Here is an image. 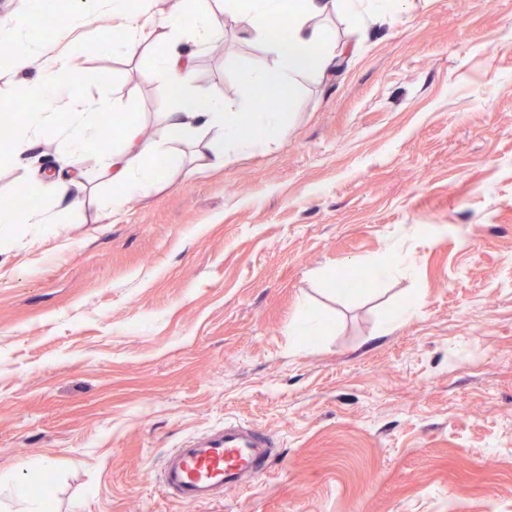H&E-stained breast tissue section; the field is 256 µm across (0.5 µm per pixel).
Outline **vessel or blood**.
Wrapping results in <instances>:
<instances>
[{"instance_id": "vessel-or-blood-1", "label": "vessel or blood", "mask_w": 512, "mask_h": 512, "mask_svg": "<svg viewBox=\"0 0 512 512\" xmlns=\"http://www.w3.org/2000/svg\"><path fill=\"white\" fill-rule=\"evenodd\" d=\"M272 457L269 439L258 427L228 421L168 451L160 480L178 502L199 506L219 501L225 491L258 480L265 475Z\"/></svg>"}]
</instances>
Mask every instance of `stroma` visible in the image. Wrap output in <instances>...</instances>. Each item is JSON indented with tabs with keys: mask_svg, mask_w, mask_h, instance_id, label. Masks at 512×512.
Listing matches in <instances>:
<instances>
[{
	"mask_svg": "<svg viewBox=\"0 0 512 512\" xmlns=\"http://www.w3.org/2000/svg\"><path fill=\"white\" fill-rule=\"evenodd\" d=\"M61 2L96 76L84 105L152 135L162 36L112 50L109 12ZM317 24L344 55L301 80L264 153L201 168L178 145L116 218L89 163L64 223L0 240V474L51 458L52 512H512V0ZM224 27L194 88L236 104L271 54ZM344 268L364 285L337 291ZM307 306L326 324L311 347L288 333ZM228 419L272 436L268 472L210 505L170 498L165 453Z\"/></svg>",
	"mask_w": 512,
	"mask_h": 512,
	"instance_id": "1",
	"label": "stroma"
}]
</instances>
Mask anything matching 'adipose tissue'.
<instances>
[{
    "label": "adipose tissue",
    "mask_w": 512,
    "mask_h": 512,
    "mask_svg": "<svg viewBox=\"0 0 512 512\" xmlns=\"http://www.w3.org/2000/svg\"><path fill=\"white\" fill-rule=\"evenodd\" d=\"M154 0H139L130 9L127 0H111L112 14L120 20L123 39L113 41L118 50L134 51L151 37L156 28H164L169 42L160 55L153 74L169 90L174 110L153 136L143 137L137 129H128L120 150L103 153L97 147L100 121L97 113L86 111L76 94L78 85L86 83V73L76 70L67 53L52 54L20 46L11 58L8 74L39 68L42 79L38 89L41 108L25 113L23 127L36 140L62 135L67 167L34 173L27 186L38 197L57 194L68 199L70 207L81 204L80 198L67 196V172L76 171L89 160L106 166L112 174V214H120L125 202L137 192L157 183L164 170L174 167L179 157L171 144L189 141L204 131L208 141L197 154L201 166H220L236 151H255L264 143L282 139L286 133L284 107L291 102L298 81L309 74L323 75L334 71L337 53L324 35L310 21L343 4L351 20L358 25L367 20L365 0H302V7L289 23L283 36L270 43V64L243 71L240 80L246 91H257L264 98L278 101L275 109L263 110L247 104L233 106L220 99L197 96L193 91L195 60L222 33L209 16L184 8L180 13L156 16ZM225 15L244 33L265 38L270 26L279 23L285 11L284 0H250L241 8L239 0H227ZM67 109L69 124L57 129L58 109ZM62 213L51 206L22 207L14 199L0 200V234L12 224H57Z\"/></svg>",
    "instance_id": "obj_1"
}]
</instances>
